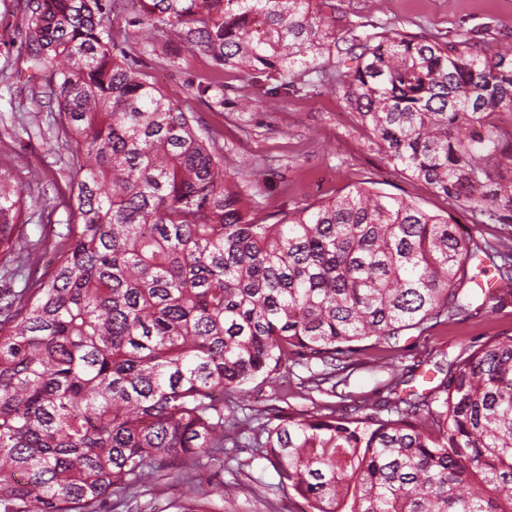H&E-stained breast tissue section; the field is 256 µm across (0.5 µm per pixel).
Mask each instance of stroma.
Wrapping results in <instances>:
<instances>
[{
    "label": "stroma",
    "instance_id": "obj_1",
    "mask_svg": "<svg viewBox=\"0 0 512 512\" xmlns=\"http://www.w3.org/2000/svg\"><path fill=\"white\" fill-rule=\"evenodd\" d=\"M327 2L326 13L337 25H361L370 33L394 28L441 42L467 34L487 49L512 43V0ZM25 26L22 0H0V72L10 78L9 84L0 83V168L10 171L25 191L46 189L43 206L31 210L19 233L50 253L66 232L68 213L62 196L69 192L75 171L68 162L71 142L62 132L55 106L43 105L37 129L21 130L23 105L42 89L29 76ZM112 26L127 60L210 133L229 176H236L243 161L267 170L257 211L267 223H275L288 210L368 186L411 199L429 212L452 214L477 239H512L511 226L473 223L464 206L449 203L427 185L393 170L358 127L342 96L334 92V69L301 71L298 91L280 93L277 107L269 109L262 104L263 87L246 82L236 72L183 47L173 57L150 51L144 33L124 17L114 18ZM201 83L220 87L223 104L199 97L196 87ZM505 333L512 335V299L498 309H482L425 333H410L396 351L370 340L358 342L342 397L310 391L308 379L318 366L298 361L288 365L280 386L249 383L244 393L225 398L224 408L247 415L285 405L311 412L332 406L341 415L352 405L384 400V385L393 374L406 379L408 389L424 392L439 377L437 364ZM213 475L224 485L223 498L213 501L214 512H309L300 497L280 485L259 449H225L224 464L214 467Z\"/></svg>",
    "mask_w": 512,
    "mask_h": 512
}]
</instances>
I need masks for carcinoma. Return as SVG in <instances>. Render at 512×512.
<instances>
[{
    "instance_id": "obj_1",
    "label": "carcinoma",
    "mask_w": 512,
    "mask_h": 512,
    "mask_svg": "<svg viewBox=\"0 0 512 512\" xmlns=\"http://www.w3.org/2000/svg\"><path fill=\"white\" fill-rule=\"evenodd\" d=\"M325 0H27L31 68L48 72L78 181L54 271L14 237L42 200L0 170V512H102L168 478L210 482L224 449L252 446L311 512H512V336L447 367L387 417L281 408L224 414V395L275 382L296 356L333 366L372 339L502 304V251L415 201L365 187L268 224L248 167L228 179L194 119L115 51L108 14L271 83L337 55L355 122L393 167L512 222V45L360 36ZM488 261L495 287L469 266Z\"/></svg>"
}]
</instances>
